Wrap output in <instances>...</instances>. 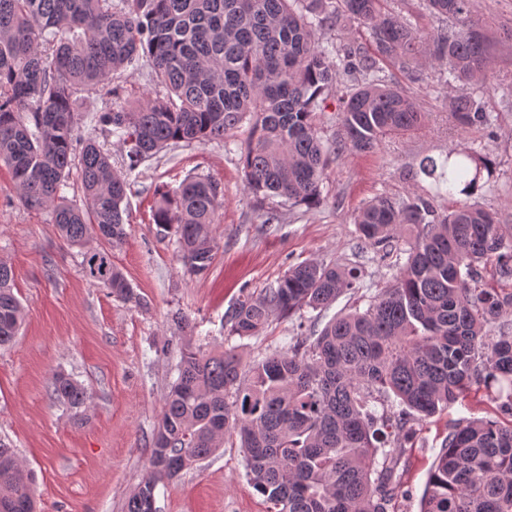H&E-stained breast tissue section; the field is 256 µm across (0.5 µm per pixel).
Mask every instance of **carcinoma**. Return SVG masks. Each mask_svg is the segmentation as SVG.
Wrapping results in <instances>:
<instances>
[{"label": "carcinoma", "instance_id": "obj_1", "mask_svg": "<svg viewBox=\"0 0 512 512\" xmlns=\"http://www.w3.org/2000/svg\"><path fill=\"white\" fill-rule=\"evenodd\" d=\"M384 0H0V162L12 170L20 202L51 208L60 236L83 247V271L123 301L139 302L112 264L126 237L128 173L172 144L222 140L248 117L241 147L245 186L292 205L321 199L330 156L371 153L380 139L421 129L427 113L400 88L375 77L379 62L403 69L431 58L448 63L460 127L493 128L467 92L492 70V45L471 18L470 0H426L459 30L426 33L382 9ZM357 21L373 50H336L317 33ZM148 64L162 97L110 109L98 121L127 148L128 172L89 138L77 144L76 93ZM361 80L337 98L343 136L323 142L315 114L328 108L340 74ZM460 196L440 212L415 194L376 197L353 217L360 238L387 257L406 255L392 283L363 310L330 320L313 338L245 366L232 350L180 353L150 443L148 471L126 504L147 512L159 482L177 477L232 437L246 476L268 512H387L395 471L412 425L442 414L482 384L497 387L498 414L468 420L443 440L420 512H512V226L469 202L492 177L490 160L461 150L423 157L415 171ZM76 181H70L71 177ZM82 195L77 204L69 191ZM221 184L190 177L156 190L153 224L177 239L197 276L217 250L213 224ZM356 266L307 260L224 315L241 339L272 318L322 311L360 288ZM22 324L11 269L0 263V347ZM51 395L74 415L88 393L57 373ZM382 406V412L373 409ZM35 512L29 472L0 442V503Z\"/></svg>", "mask_w": 512, "mask_h": 512}]
</instances>
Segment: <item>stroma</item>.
<instances>
[{"instance_id": "stroma-1", "label": "stroma", "mask_w": 512, "mask_h": 512, "mask_svg": "<svg viewBox=\"0 0 512 512\" xmlns=\"http://www.w3.org/2000/svg\"><path fill=\"white\" fill-rule=\"evenodd\" d=\"M471 11L492 41L495 74L470 92L493 117V131L457 126L444 65L420 66L407 75L386 63L381 77L413 97L429 121L413 133L383 138L372 153L333 159L317 207L291 208L279 198L260 200L249 193L240 165L249 123L222 141L169 146L130 170L126 237L112 250L113 264L138 297L134 303L117 300L83 275L84 249L63 242L50 210H30L19 202L11 173L0 164V262L11 268L23 306L17 337L0 348V441L30 470L37 512H125L146 472L149 442L184 347L233 348L248 364L279 351L300 325L321 327L339 312L367 308L402 261L395 255L379 260L360 240L353 213L378 196L401 200L428 194L441 212L455 205L437 195L432 179L417 175L422 157L461 149L489 156L493 176L476 200L494 210L500 223L512 225V0H472ZM115 83L116 95L104 88L78 93L75 136L96 140L123 170L126 150L101 130L97 117L133 105L151 87L142 69L119 75ZM197 175L224 187L215 224L218 250L202 276L185 270L175 237L158 236L152 222L155 188H175ZM270 211L278 213V223H265ZM307 259L358 266L360 289L325 311L275 318L261 336L242 340L228 333L224 315L243 294L261 293L289 266ZM180 315L189 325L177 323ZM58 372L87 388L81 416L51 396ZM492 409L465 399L417 424L413 446L397 468L402 492L388 512H419L444 436L456 423ZM155 500L158 512H267L246 477L242 450L228 444L158 484Z\"/></svg>"}]
</instances>
